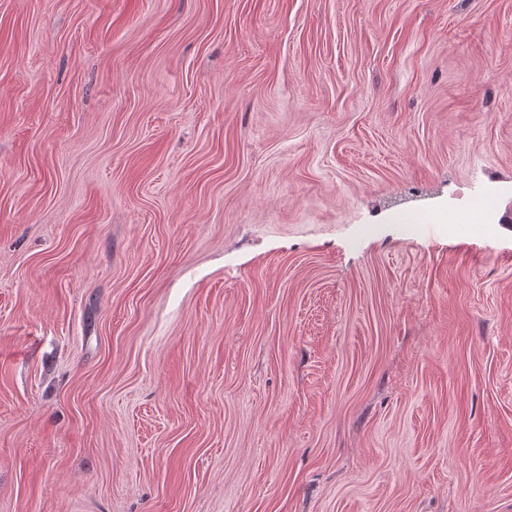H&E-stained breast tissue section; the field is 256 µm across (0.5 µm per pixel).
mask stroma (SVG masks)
<instances>
[{
  "label": "stroma",
  "mask_w": 512,
  "mask_h": 512,
  "mask_svg": "<svg viewBox=\"0 0 512 512\" xmlns=\"http://www.w3.org/2000/svg\"><path fill=\"white\" fill-rule=\"evenodd\" d=\"M0 512H512V0H0Z\"/></svg>",
  "instance_id": "35a3bbf8"
}]
</instances>
